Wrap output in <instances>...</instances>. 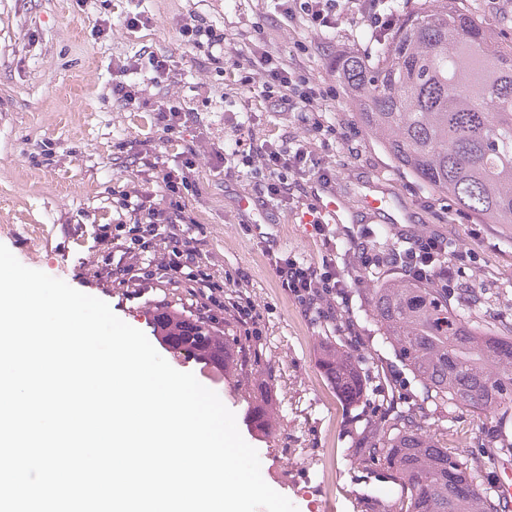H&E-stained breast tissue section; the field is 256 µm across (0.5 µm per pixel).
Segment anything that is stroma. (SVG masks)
Segmentation results:
<instances>
[{
	"instance_id": "stroma-1",
	"label": "stroma",
	"mask_w": 512,
	"mask_h": 512,
	"mask_svg": "<svg viewBox=\"0 0 512 512\" xmlns=\"http://www.w3.org/2000/svg\"><path fill=\"white\" fill-rule=\"evenodd\" d=\"M458 3L496 44L512 46V0ZM130 13L141 14L144 25L126 27ZM194 17L228 34L233 62L216 67L184 41L180 29ZM257 46L293 62L327 92L329 109L321 118L336 128L332 149L322 148V135L299 113L270 106L258 85L240 84L236 64ZM377 47L372 30L354 16L317 33L272 0H0V244L24 266L107 302L121 320L149 332L158 308L191 312L187 293L154 279L128 290L112 285L94 260V232L127 218V196L162 199V170L192 160L196 190L187 195V208L207 233L204 249L230 302L213 326L237 338L248 363L229 378L182 359L170 364L220 390L242 437L265 463L267 484L297 512H380L402 495L399 484L363 462L384 421L407 409L417 389L392 350L380 345L370 318V289L401 274L388 264L359 269L357 240L367 239L382 255L421 238L444 239L470 253L456 270L458 284L475 291L480 324L512 333V226L483 223L396 168L330 69L335 52L371 60ZM149 53L168 61L162 81L141 64ZM120 69L139 92L136 105L112 98V75ZM159 100L191 111L176 142L161 139L152 110ZM285 139L307 142L330 169V181H307L293 189L292 201L272 202L251 168L227 173L219 161L225 144L237 141L246 150ZM149 146L157 166L135 164ZM383 192L389 197L384 213L361 210L362 197ZM313 194L336 195L345 206L341 223L330 227L328 247L308 209ZM246 196L253 210H241ZM331 252L349 294L337 324L353 326L361 337L366 393L354 405L339 399L318 365L324 343L345 345L348 337L310 321L272 266L290 254L318 268ZM240 296L259 315L255 333L233 317L231 304ZM264 387L276 419L269 435L257 433L248 416ZM415 419L459 453L481 490H494L502 479L512 485V476L501 472L512 467V419L462 406L421 407Z\"/></svg>"
}]
</instances>
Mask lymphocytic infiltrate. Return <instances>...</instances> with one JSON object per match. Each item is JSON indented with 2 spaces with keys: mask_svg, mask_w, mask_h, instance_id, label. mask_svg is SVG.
<instances>
[{
  "mask_svg": "<svg viewBox=\"0 0 512 512\" xmlns=\"http://www.w3.org/2000/svg\"><path fill=\"white\" fill-rule=\"evenodd\" d=\"M380 0H281L279 8L286 16L301 15L314 31L335 28L346 13L359 15L374 33L388 35L396 25V16L379 9ZM243 83L261 85L266 100L298 112L312 111L314 104L324 99L321 88L287 60L265 51H253L245 65ZM225 169H235L243 163L265 179V191L270 200H287L289 178L305 177L328 181L329 174L321 159L301 143L282 142L264 144L260 148L241 153L239 148L226 150ZM162 181L167 194L163 201L149 196H137L129 204L130 219L125 223L101 225L97 241L104 252L137 253L147 255L164 247L160 265L163 274L175 284L187 288L191 295L204 298L199 315H206L211 307H223L224 283L216 278L199 248L198 233L202 228L187 211L185 195L195 184L189 170L181 174L165 173ZM461 256L447 252L443 243L434 238L414 241L403 252H391L381 258L368 246L358 249L356 262L366 270L382 261L400 267L405 278L424 280L436 278L444 287L455 285V265ZM275 271L284 288L294 297L305 314L315 315L318 321L336 317V301L345 298L344 281L337 270L335 259L324 260L321 268L307 266L293 257L275 258Z\"/></svg>",
  "mask_w": 512,
  "mask_h": 512,
  "instance_id": "obj_1",
  "label": "lymphocytic infiltrate"
}]
</instances>
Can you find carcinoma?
<instances>
[{"instance_id":"cac0c4a2","label":"carcinoma","mask_w":512,"mask_h":512,"mask_svg":"<svg viewBox=\"0 0 512 512\" xmlns=\"http://www.w3.org/2000/svg\"><path fill=\"white\" fill-rule=\"evenodd\" d=\"M330 68L398 168L485 223L512 225V47L489 41L456 0H426L378 44L374 61L346 55ZM472 305L452 304L426 281H388L370 292L379 341L410 371L421 402L462 405L479 416L507 413L512 338L473 328ZM151 324L184 359L235 371L229 340L206 322L157 312ZM319 366L346 403L363 398L353 349L329 343ZM249 420L260 432L271 427L267 397L255 401ZM371 460L403 490L387 512H505L500 499L480 492L457 454L398 417L381 430Z\"/></svg>"}]
</instances>
